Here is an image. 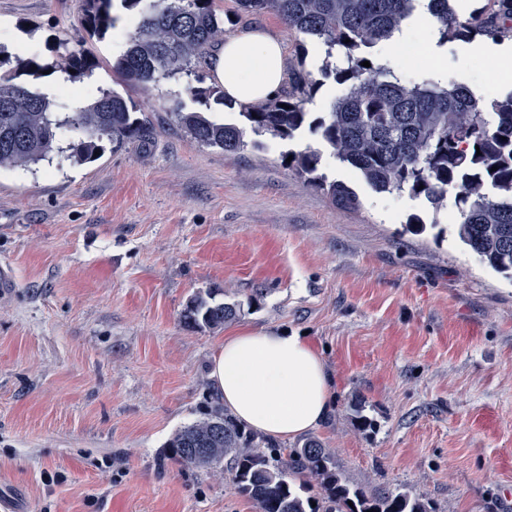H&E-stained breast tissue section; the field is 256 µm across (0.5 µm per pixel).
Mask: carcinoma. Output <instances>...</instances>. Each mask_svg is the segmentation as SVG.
<instances>
[{"instance_id":"1","label":"carcinoma","mask_w":512,"mask_h":512,"mask_svg":"<svg viewBox=\"0 0 512 512\" xmlns=\"http://www.w3.org/2000/svg\"><path fill=\"white\" fill-rule=\"evenodd\" d=\"M116 1L138 18L125 50L112 63L118 84L156 86L163 79L192 74L224 40L216 0H81V25L89 37L103 39L115 28ZM232 3L235 17L272 12L288 28L325 47L317 72L333 76L344 89L313 127L341 163L378 194L424 196L435 215L454 196L461 217L459 239L493 270L512 278V93L485 99L463 84L410 83L385 65L362 66L370 57L361 49L389 40L420 0ZM427 9L442 44L476 36L512 40V0H486L466 18L450 0H428ZM97 66L95 56L82 46L65 51L55 64L69 82ZM42 69L34 55L0 49V170L48 162L62 151L81 166L97 160L95 152H103L106 141L121 148L147 136L141 106L114 89L100 90L95 101L71 112L54 111L70 92L68 85L48 95L18 82ZM319 85L312 73L297 71L276 97L237 104L225 97L223 87L206 85L197 75L185 92L205 109L188 110L177 101L171 118L190 142L236 153L247 146L248 134L293 138L308 121L304 105ZM213 103L239 108L245 123L216 119L209 112ZM291 156L288 166L307 175L342 208L359 206L351 186L329 183L318 173V152ZM239 312L237 304L213 293L198 294L187 303L182 321L191 329H215ZM161 458L221 475L229 463L236 493L257 512H435L423 496L409 490H373L352 482L332 450L314 437L281 448L218 405L175 432Z\"/></svg>"}]
</instances>
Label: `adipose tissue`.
Returning <instances> with one entry per match:
<instances>
[{
  "instance_id": "obj_1",
  "label": "adipose tissue",
  "mask_w": 512,
  "mask_h": 512,
  "mask_svg": "<svg viewBox=\"0 0 512 512\" xmlns=\"http://www.w3.org/2000/svg\"><path fill=\"white\" fill-rule=\"evenodd\" d=\"M209 66L237 102L277 95L287 75L282 40L260 28L225 38ZM209 379L239 421L276 440L321 426L331 411L332 375L310 341L294 332L246 329L225 337Z\"/></svg>"
}]
</instances>
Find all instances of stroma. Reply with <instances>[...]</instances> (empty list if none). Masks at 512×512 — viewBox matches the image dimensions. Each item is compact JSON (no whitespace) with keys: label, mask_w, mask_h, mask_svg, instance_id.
<instances>
[{"label":"stroma","mask_w":512,"mask_h":512,"mask_svg":"<svg viewBox=\"0 0 512 512\" xmlns=\"http://www.w3.org/2000/svg\"><path fill=\"white\" fill-rule=\"evenodd\" d=\"M80 0H0V44L87 45L98 66L81 102L118 88L142 105L147 142L80 167L63 154L0 171V505L10 512H256L230 481L157 459L214 401L224 338L244 328L306 333L333 375L313 437L351 481L423 495L436 512H512V279L457 237L458 212L380 195L310 128L235 154L190 143L163 101L184 80L115 86L112 38L85 41ZM278 33L300 69L309 37L270 12L225 23ZM441 48L447 82L512 92L486 60ZM318 150L320 174L351 185L340 209L287 166ZM426 220L411 228L409 216ZM438 227H429V220ZM241 305L223 327L181 313L207 291ZM376 423L361 432L353 402Z\"/></svg>","instance_id":"obj_1"}]
</instances>
